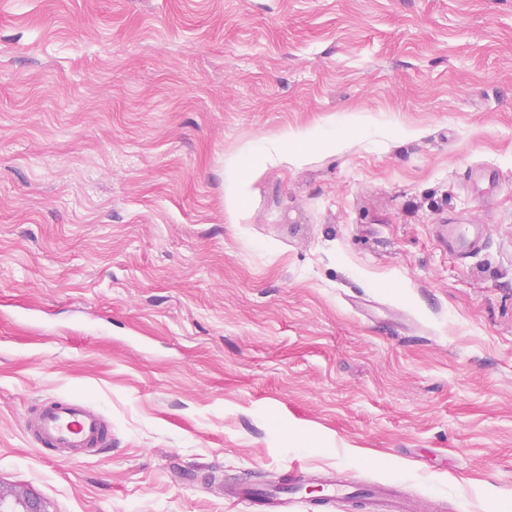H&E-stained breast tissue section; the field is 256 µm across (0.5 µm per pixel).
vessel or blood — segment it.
Instances as JSON below:
<instances>
[{
  "label": "vessel or blood",
  "instance_id": "vessel-or-blood-1",
  "mask_svg": "<svg viewBox=\"0 0 512 512\" xmlns=\"http://www.w3.org/2000/svg\"><path fill=\"white\" fill-rule=\"evenodd\" d=\"M447 240L449 248L459 255H467L482 243V227L478 224L449 225ZM26 431L44 449L66 448L76 455L104 447L109 438V429L102 417L84 401L75 398H58L39 404L27 421ZM298 491L299 487L294 483L273 487L260 494L244 488L240 491V499L249 504L252 512H282ZM365 492L375 512H418L416 501L395 494L387 484L369 485ZM351 494L348 485H326L318 506L322 512H331Z\"/></svg>",
  "mask_w": 512,
  "mask_h": 512
}]
</instances>
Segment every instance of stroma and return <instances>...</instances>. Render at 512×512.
Instances as JSON below:
<instances>
[{
	"label": "stroma",
	"mask_w": 512,
	"mask_h": 512,
	"mask_svg": "<svg viewBox=\"0 0 512 512\" xmlns=\"http://www.w3.org/2000/svg\"><path fill=\"white\" fill-rule=\"evenodd\" d=\"M61 395L105 448L26 432ZM289 477L512 512V0H0V484ZM447 228L445 240H448V247L461 256L475 250L483 241L482 227L479 224H470L468 227L448 224Z\"/></svg>",
	"instance_id": "stroma-1"
}]
</instances>
